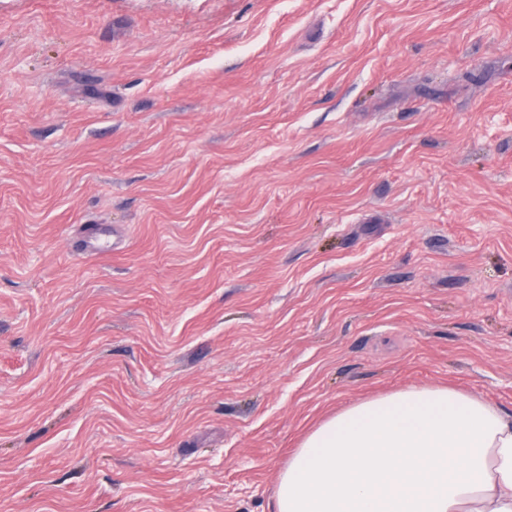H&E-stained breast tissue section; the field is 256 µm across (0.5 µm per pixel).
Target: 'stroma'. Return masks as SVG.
Here are the masks:
<instances>
[{"mask_svg":"<svg viewBox=\"0 0 512 512\" xmlns=\"http://www.w3.org/2000/svg\"><path fill=\"white\" fill-rule=\"evenodd\" d=\"M410 386L512 409V0H0V512H273Z\"/></svg>","mask_w":512,"mask_h":512,"instance_id":"obj_1","label":"stroma"}]
</instances>
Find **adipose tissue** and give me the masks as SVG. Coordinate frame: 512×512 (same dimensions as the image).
Segmentation results:
<instances>
[{
    "label": "adipose tissue",
    "instance_id": "1",
    "mask_svg": "<svg viewBox=\"0 0 512 512\" xmlns=\"http://www.w3.org/2000/svg\"><path fill=\"white\" fill-rule=\"evenodd\" d=\"M274 512H512V411L414 386L348 406L289 457Z\"/></svg>",
    "mask_w": 512,
    "mask_h": 512
}]
</instances>
